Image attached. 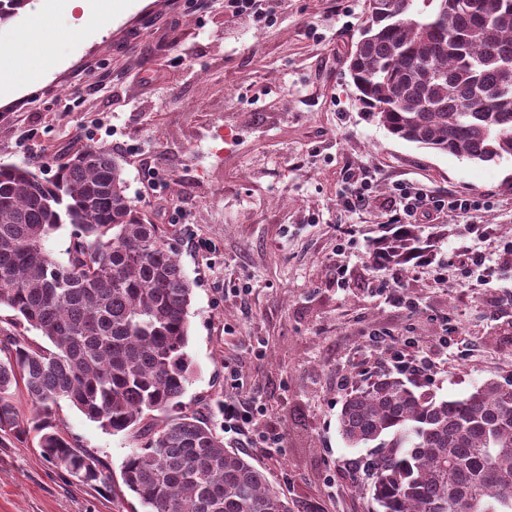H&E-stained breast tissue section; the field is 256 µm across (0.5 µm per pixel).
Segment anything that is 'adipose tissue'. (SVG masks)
Here are the masks:
<instances>
[{
	"instance_id": "ef3b65f1",
	"label": "adipose tissue",
	"mask_w": 512,
	"mask_h": 512,
	"mask_svg": "<svg viewBox=\"0 0 512 512\" xmlns=\"http://www.w3.org/2000/svg\"><path fill=\"white\" fill-rule=\"evenodd\" d=\"M54 30L43 21L14 40L13 47L0 51V81L12 83L20 79H37L50 62V46Z\"/></svg>"
}]
</instances>
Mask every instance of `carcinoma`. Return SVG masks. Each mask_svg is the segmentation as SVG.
<instances>
[{"label":"carcinoma","instance_id":"1","mask_svg":"<svg viewBox=\"0 0 512 512\" xmlns=\"http://www.w3.org/2000/svg\"><path fill=\"white\" fill-rule=\"evenodd\" d=\"M369 0L346 57L356 100L391 136L472 162L512 158V0ZM32 0H0V25ZM73 231L66 260L45 238ZM417 224L374 239L371 265L431 255ZM195 282L159 225L126 194L111 149L63 151L51 180L0 163V439L35 443L85 484L104 463L56 430L60 402L141 440L121 477L145 512H292L247 454L181 401ZM35 329L50 346L14 329ZM25 393L35 412L20 408ZM339 431L367 448L346 469L370 512H512V384L438 398L390 373L344 397Z\"/></svg>","mask_w":512,"mask_h":512}]
</instances>
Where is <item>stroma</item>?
<instances>
[{"instance_id":"35a3bbf8","label":"stroma","mask_w":512,"mask_h":512,"mask_svg":"<svg viewBox=\"0 0 512 512\" xmlns=\"http://www.w3.org/2000/svg\"><path fill=\"white\" fill-rule=\"evenodd\" d=\"M363 3L288 0L273 27L229 34L224 0H112L107 26L73 35L64 0H33L0 26L2 40L44 17L63 32L39 78L0 96V162L50 179L61 149H112L128 196L167 231L196 283L182 400L256 401L255 426L225 432L224 443L266 470L292 512H368L346 488L345 463L361 451L341 437L338 415L352 383L397 371L396 354L410 353L440 398L512 382V338L499 333L512 325V255L500 248L512 240V159L436 153L365 116L345 64ZM151 168L172 175L166 195L151 194ZM363 172L370 204L346 209L348 178ZM408 182L434 197L482 198L486 231L476 237L446 211L418 215L441 233L430 265L373 271L371 242ZM476 251L487 277L470 271ZM56 420L104 462L108 485L78 482L36 445L10 441L0 444V512H143L121 479L136 439L66 403ZM263 432L278 447H253Z\"/></svg>"}]
</instances>
